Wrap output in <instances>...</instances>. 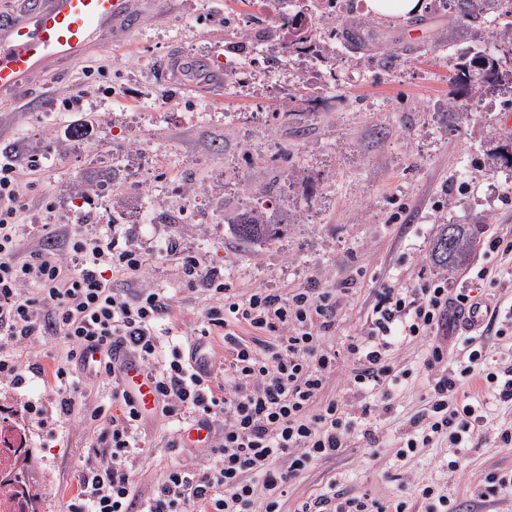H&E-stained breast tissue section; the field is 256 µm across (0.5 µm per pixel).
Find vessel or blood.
<instances>
[{
  "label": "vessel or blood",
  "instance_id": "obj_1",
  "mask_svg": "<svg viewBox=\"0 0 512 512\" xmlns=\"http://www.w3.org/2000/svg\"><path fill=\"white\" fill-rule=\"evenodd\" d=\"M139 0H0V100H15L29 85L134 29ZM120 378L142 412L157 393L137 363L121 357Z\"/></svg>",
  "mask_w": 512,
  "mask_h": 512
}]
</instances>
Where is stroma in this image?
<instances>
[{"label": "stroma", "instance_id": "1", "mask_svg": "<svg viewBox=\"0 0 512 512\" xmlns=\"http://www.w3.org/2000/svg\"><path fill=\"white\" fill-rule=\"evenodd\" d=\"M139 27L121 42L47 80L46 100L29 107L0 102V151L40 155L37 191L56 203L52 214L32 206L31 224L50 222L63 230L79 223L111 224L120 246L149 258L150 277L167 286L184 255L230 274L242 292L267 288H337L355 269L364 275L340 297L336 325L324 332V348L338 354L336 372L321 398L344 397L353 367L346 346L374 303V288L406 286L419 270H433L432 243L442 225L481 223L475 249L454 272L469 286L473 270L493 268L502 308L512 307V260L489 252L493 231H512V168L487 164L490 138L512 137L501 113L477 108L448 119V104L461 97L451 87L454 46L462 25L457 12L422 0L420 13L376 17L373 37L360 53L344 40L336 46L347 64L318 112L286 115L305 91L291 85L257 98L231 86L184 91L169 85L167 67L227 55L224 23L244 17L266 25L271 0H149ZM422 24L426 36L412 41ZM83 104L66 110L65 102ZM89 123L75 138L74 125ZM155 154V168L139 173L137 158ZM108 171L112 178L81 195L82 177ZM143 181V191L131 190ZM263 201L286 219L279 237L245 246L228 220ZM393 357L410 376L371 420L376 443L361 435L328 460L292 479L279 512H299L328 483L341 492L386 502L413 500L408 485L417 475L447 490L462 512H512V493L483 495L487 474L512 472V445L474 441L459 454L460 468H447L448 444L436 441L415 457L397 450L411 418L425 407L427 347L401 346ZM6 421L38 449L30 474L34 512H62L76 492V474L94 448V425L60 422L50 430L26 419L16 393L0 387ZM172 427L146 418L134 465L135 490L150 495L167 469L193 449L168 446ZM412 512H426L415 504Z\"/></svg>", "mask_w": 512, "mask_h": 512}]
</instances>
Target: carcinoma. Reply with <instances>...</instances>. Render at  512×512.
Listing matches in <instances>:
<instances>
[{"label": "carcinoma", "mask_w": 512, "mask_h": 512, "mask_svg": "<svg viewBox=\"0 0 512 512\" xmlns=\"http://www.w3.org/2000/svg\"><path fill=\"white\" fill-rule=\"evenodd\" d=\"M512 0H455L462 24L469 33L470 41H475L473 30L480 21V10L494 5L501 6ZM500 49L494 54L462 49L456 52V77L465 81L470 93L476 94L482 88L494 89L506 79L512 83V68H500L501 58L512 60V30L503 33L499 40ZM489 164L512 167V142L497 146L486 153ZM269 211L263 205H251L243 210L233 224L235 235L246 245L273 241L281 230V224L266 219ZM476 233L474 224H453L443 226L434 239L432 256L435 265L443 271H451L463 265L471 253Z\"/></svg>", "instance_id": "carcinoma-1"}]
</instances>
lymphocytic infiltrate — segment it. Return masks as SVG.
<instances>
[{
  "label": "lymphocytic infiltrate",
  "mask_w": 512,
  "mask_h": 512,
  "mask_svg": "<svg viewBox=\"0 0 512 512\" xmlns=\"http://www.w3.org/2000/svg\"><path fill=\"white\" fill-rule=\"evenodd\" d=\"M40 156L18 167L12 156L0 157V385L16 389L29 417L42 425L72 416L84 391L70 365L83 351L101 360L90 375L110 381L111 404L118 414L98 405L86 419L101 422L97 446L78 469L79 490L66 512H278L284 487L315 462L335 457L355 432L366 431L379 403L389 402L406 379L392 355L400 346H428V370L435 376L426 393V411L414 423L397 454L413 457L419 446L446 438L448 468L458 471L456 449L472 440L512 442V432L493 431L481 405L471 403L467 387L481 380L487 395L512 401V363L489 366L481 344L468 345L457 366L438 344L442 333L460 325L464 310L484 307L482 295L455 288L448 274L421 275L406 288L387 284L347 350L353 368L344 401L319 403L336 356L319 344L321 331L336 323L335 289L297 288L282 294L255 288L243 295L219 268L202 267L185 257L181 283L200 286L209 303L197 337L189 347L173 342L169 324L175 289L145 282L146 258L120 248L108 224L91 233L72 230L59 238L52 224L38 225V247L20 256L19 241L28 210L32 175ZM135 282L132 290L114 287L112 275ZM245 328L252 342L237 333ZM56 336L65 349L55 360L50 389L55 408L30 396V383L43 370L35 352L42 337ZM224 339L230 357L223 368L203 358L204 340ZM29 349L21 357V349ZM135 360L153 380L156 406L177 421L192 415L203 424L222 419L212 436L205 464L171 466L150 497L137 498L129 464L136 453L142 416L121 386L116 352ZM223 379L224 394L214 383ZM110 404V405H111ZM405 499L387 507L370 496L347 497L328 484L304 502L300 512H407Z\"/></svg>",
  "instance_id": "obj_1"
}]
</instances>
